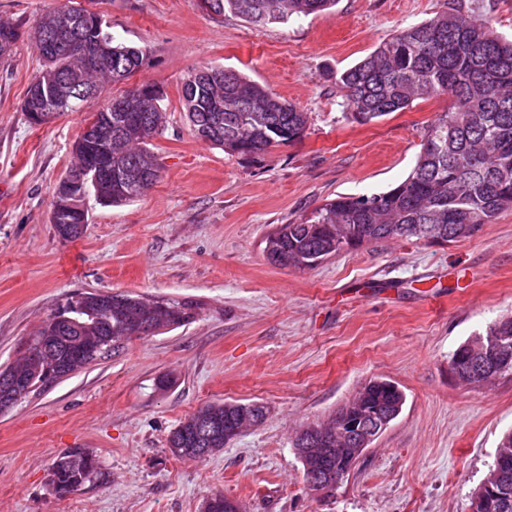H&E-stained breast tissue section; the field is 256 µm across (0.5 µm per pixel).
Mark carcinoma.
Returning a JSON list of instances; mask_svg holds the SVG:
<instances>
[{
    "instance_id": "1",
    "label": "carcinoma",
    "mask_w": 512,
    "mask_h": 512,
    "mask_svg": "<svg viewBox=\"0 0 512 512\" xmlns=\"http://www.w3.org/2000/svg\"><path fill=\"white\" fill-rule=\"evenodd\" d=\"M211 13L234 14L254 26L285 23L322 13L336 0H210ZM72 17L70 32L61 34L55 17ZM20 33L17 27H0V58L10 55ZM32 38L40 71L28 86L23 110L36 105L54 106L53 85L74 82L87 75L99 82H121L136 73L147 56L139 46L117 39L103 18L63 4L39 19ZM65 40H85L105 46L110 57L107 71H89L90 65L72 58L60 47ZM336 85L344 92L345 106L360 125L377 122L402 112L418 100L446 96L452 100L423 128L421 150L409 175L395 187L371 194H340L290 224H280L263 239V253L280 268L309 270V263L325 261L344 250L360 249L392 240L429 243L430 231L448 242L473 237L484 225L512 208V39L498 34L491 20L463 6L447 8L434 17L395 31L355 65L336 73ZM135 110L117 112L113 99L93 96L86 104L73 103L68 112L85 108L103 121V132L120 141L101 143L88 164L93 169L131 168L141 172L134 183L112 187L101 202L121 204L143 195L159 178L160 164L150 141L162 132L161 96L143 98L139 87L124 95ZM187 118L200 138L229 155H259L276 144L300 139L308 125V113L282 100L261 85L232 70L206 67L182 83ZM88 213H61L54 223L57 234L80 239ZM112 301V322L95 326L100 348L93 356H80L72 330L49 338L50 360L35 368L24 384L27 393L47 388L98 359L119 352L131 339L130 319L142 311L139 295L93 292ZM167 321L158 325L163 334L195 319L198 303L161 297ZM505 336L512 347V316L490 324L472 342ZM461 378H468L473 360L466 345L449 357ZM405 395L395 383L374 379L336 411L338 418L356 421L365 411L398 417ZM265 411V406L238 401L211 403L181 420L170 432L167 447L180 459H205L224 449V430L233 427L240 413ZM334 433L322 459L323 478L355 470L364 438L350 435L345 449ZM51 473L72 487L104 478L96 456L84 451L79 465L71 464V452L57 455ZM204 512H239L238 504L216 493L207 498Z\"/></svg>"
}]
</instances>
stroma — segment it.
Masks as SVG:
<instances>
[{
  "instance_id": "stroma-1",
  "label": "stroma",
  "mask_w": 512,
  "mask_h": 512,
  "mask_svg": "<svg viewBox=\"0 0 512 512\" xmlns=\"http://www.w3.org/2000/svg\"><path fill=\"white\" fill-rule=\"evenodd\" d=\"M61 2L0 0V20L26 33ZM71 3L146 47L129 82L104 92L160 90L164 130L151 148L161 176L120 206L88 196L84 236L61 240L53 196L89 113L31 124L22 105L37 51L25 37L0 59V367L77 291L187 299L199 313L0 413V512H203L215 493L244 512H471L512 432V379L462 386L448 360L512 313V209L463 241H388L305 271L271 265L262 244L273 225L325 200L408 176L423 127L449 99L360 126L336 73L446 0H338L332 12L265 28L207 13L198 0ZM205 66L239 72L299 106L309 117L302 138L257 156L198 139L181 84ZM165 375L173 386L156 390ZM372 378L398 384L401 414L335 493L312 490L291 446L295 432L327 421ZM216 401H257L268 416L210 457H173L170 431ZM69 448L93 452L107 478L60 498L50 467Z\"/></svg>"
}]
</instances>
